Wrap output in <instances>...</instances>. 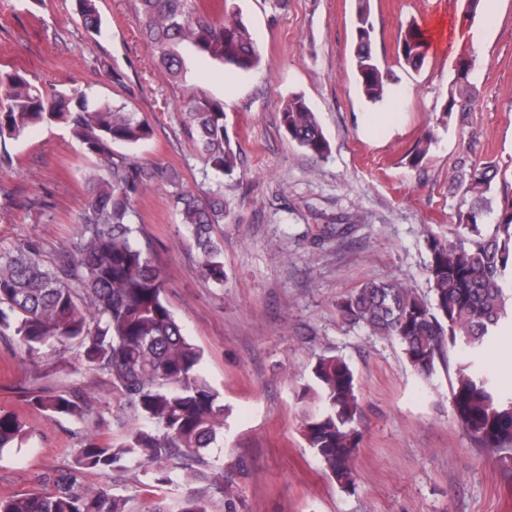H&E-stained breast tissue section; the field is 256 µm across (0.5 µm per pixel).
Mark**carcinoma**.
Returning a JSON list of instances; mask_svg holds the SVG:
<instances>
[{"instance_id": "obj_1", "label": "carcinoma", "mask_w": 512, "mask_h": 512, "mask_svg": "<svg viewBox=\"0 0 512 512\" xmlns=\"http://www.w3.org/2000/svg\"><path fill=\"white\" fill-rule=\"evenodd\" d=\"M371 0H356L354 61L365 98L383 101L397 74L377 63L370 22ZM73 8L90 36L102 29L97 0H74ZM141 38L169 81L184 86V112L195 149L216 178L215 188L194 192L177 169L167 173L170 204L200 257V274L224 286L223 244L215 226L224 223V176L237 166L226 126L224 101L186 85L181 49L238 72L254 69L259 51L231 0L212 11L197 0H135ZM398 58L423 65L426 42L414 23L400 29ZM476 57L459 62L457 77L442 107V120L470 112L475 95L469 73ZM63 123L99 161L87 183V199L77 237L52 265L31 243L0 254V337H12L30 355L45 346L75 349L86 367L109 376L112 391L130 413L133 427L119 438L97 431L82 435L72 465L48 478L49 491L0 497V512H126V500L87 482L95 471L136 472L151 468L162 484L199 481L204 496H189L179 512H208L204 499H220L224 512H240L238 459L212 471L191 469L186 459L204 462L224 437L226 406L208 381L203 352L182 332L164 299L165 278L135 224V197L142 169L129 151L154 134L152 125L124 103L100 101L73 89L48 95L20 70L0 73V146L19 139L39 123ZM288 138L324 159L330 146L317 115L300 95L281 108ZM432 137L409 152L418 165ZM496 163L478 164L459 181L470 205L448 225V236L430 233L425 244L430 297H420L396 281H367L338 305L341 317L374 336L396 340L412 370L430 379L447 352L456 351L450 410L478 448H491L512 461V392L498 389L477 368L487 347L512 329V192L496 195ZM302 432L308 447L345 492L356 490L353 460L361 441L362 406L355 374L345 359L321 355L311 368ZM29 401L47 418L87 420L90 406L60 393L32 391ZM26 424L0 412V455L22 443Z\"/></svg>"}]
</instances>
